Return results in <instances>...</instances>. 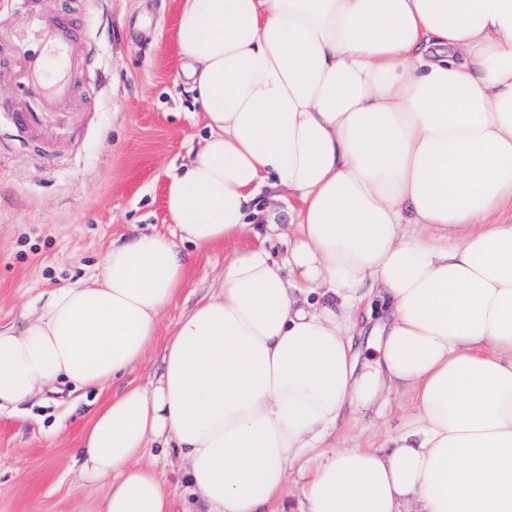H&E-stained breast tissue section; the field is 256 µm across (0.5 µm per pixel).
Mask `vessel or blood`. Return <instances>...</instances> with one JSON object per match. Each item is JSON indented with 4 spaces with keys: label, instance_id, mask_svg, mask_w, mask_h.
Segmentation results:
<instances>
[{
    "label": "vessel or blood",
    "instance_id": "b4317fda",
    "mask_svg": "<svg viewBox=\"0 0 512 512\" xmlns=\"http://www.w3.org/2000/svg\"><path fill=\"white\" fill-rule=\"evenodd\" d=\"M42 40L49 47L50 53L46 59L35 63L27 93L39 98L68 95V72L74 61L71 51L74 40L72 19H54L50 25L43 27ZM46 119L47 115L43 112H16L12 115V124L18 132L31 135Z\"/></svg>",
    "mask_w": 512,
    "mask_h": 512
}]
</instances>
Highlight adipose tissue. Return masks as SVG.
Masks as SVG:
<instances>
[{
	"label": "adipose tissue",
	"mask_w": 512,
	"mask_h": 512,
	"mask_svg": "<svg viewBox=\"0 0 512 512\" xmlns=\"http://www.w3.org/2000/svg\"><path fill=\"white\" fill-rule=\"evenodd\" d=\"M183 73L208 136L165 205L170 233L113 242L95 274L0 327V411L103 391L71 470L102 512H173L175 447L204 512H512V0H181ZM299 200L282 259L264 187ZM224 273L145 357L189 249ZM384 316L404 426L322 450L357 387L358 310ZM301 508V495L296 476L289 477L281 497L270 505V511L297 512Z\"/></svg>",
	"instance_id": "1"
}]
</instances>
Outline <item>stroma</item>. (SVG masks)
<instances>
[{
    "instance_id": "stroma-1",
    "label": "stroma",
    "mask_w": 512,
    "mask_h": 512,
    "mask_svg": "<svg viewBox=\"0 0 512 512\" xmlns=\"http://www.w3.org/2000/svg\"><path fill=\"white\" fill-rule=\"evenodd\" d=\"M181 0H0V113L27 106L28 60L42 53L30 25L59 14L88 21L74 45L72 93L52 136L0 147V325L21 327L27 307L89 275L112 241L140 231L169 232L165 189L207 130L179 77L175 40ZM224 269V251H193L184 287L166 309L163 334L207 295ZM156 339L128 378L158 372ZM362 382L335 437L348 442L398 431L407 397L373 395ZM108 392L64 399L45 392L18 414L0 413V512H101L107 493L77 485L64 471L93 412ZM187 463L176 450L159 462L177 512H192Z\"/></svg>"
}]
</instances>
